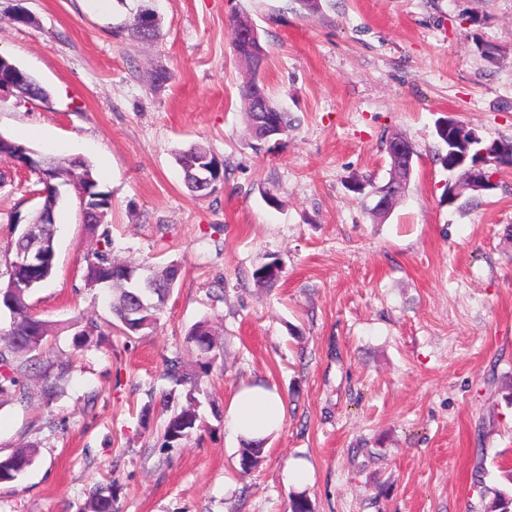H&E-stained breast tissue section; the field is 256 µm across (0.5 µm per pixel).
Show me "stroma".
I'll list each match as a JSON object with an SVG mask.
<instances>
[{
    "mask_svg": "<svg viewBox=\"0 0 512 512\" xmlns=\"http://www.w3.org/2000/svg\"><path fill=\"white\" fill-rule=\"evenodd\" d=\"M142 0H0V55L49 100L0 97V134L56 157L81 156L112 192L121 259L174 261L182 277L158 329L103 334L82 350L65 331L64 394L0 405V455L30 445L27 472L0 483V512H83L112 484L119 512H483L484 490L512 468V167L466 210L448 203L436 125L451 118L512 141V0H153L162 35L117 36ZM249 15L262 72L288 134L256 147L239 94L244 68L229 19ZM497 51L488 64L480 51ZM165 71L169 81L156 84ZM416 156L383 219L354 181L389 177L385 142ZM200 144L223 159L215 196H193L176 154ZM33 176L0 163V240L13 214L40 205ZM277 194L268 205L264 191ZM55 270L30 297L39 318L105 323L109 291L84 286L96 246L78 191L63 187ZM280 259L270 286L252 273ZM208 321L224 368L202 377L201 431L164 447V361ZM284 397L287 416L261 463L240 475L242 441L222 415L242 385ZM310 471L285 482L286 466Z\"/></svg>",
    "mask_w": 512,
    "mask_h": 512,
    "instance_id": "stroma-1",
    "label": "stroma"
}]
</instances>
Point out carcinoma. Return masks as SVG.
Wrapping results in <instances>:
<instances>
[{"mask_svg": "<svg viewBox=\"0 0 512 512\" xmlns=\"http://www.w3.org/2000/svg\"><path fill=\"white\" fill-rule=\"evenodd\" d=\"M150 5L141 6L138 13L125 24L123 30L128 36L139 42L152 43L160 37L159 23L149 28L140 23L142 13ZM249 22L246 16H233L230 30L238 59L246 68L245 80L240 88L241 97L246 101V116L251 133L257 134L256 148L265 141L258 138L260 131L269 126L288 132L291 122L271 99L269 90L261 79L266 61V51L260 39L244 38L239 29ZM15 96L33 101H46L47 90L34 78L28 79L15 90ZM30 157V147L11 138H0V162H26ZM187 189L195 196L209 197L224 185V162L213 156L208 149L195 144L179 152L176 157ZM485 169L495 175L503 167L512 166V141L497 142V150L485 159ZM211 168L212 183L201 187L194 174L199 167ZM85 178L77 187L78 192L98 198L99 216L82 214L83 223L88 225L89 233L97 238L100 248L86 258L84 287L103 288L112 291V322L126 336L145 335L157 328L160 314L166 305L177 280L181 267L168 264L149 263L146 268L154 276L155 288L146 295L144 302L136 300L140 289L128 282L132 265L112 257V232L106 217L112 210V192L100 185L93 174L91 164L85 165ZM36 192L43 198L42 205L49 213H56L60 202L56 192V182H48L37 176ZM20 244L19 237L12 236L0 246V311L9 313V329L0 332V402L15 401L28 406L36 400H51L63 392L62 382L68 374L69 361L61 357L45 358V346L52 335L54 326L31 311L28 299L32 292L48 281L54 273L55 263L44 265L39 270L17 268L9 263L11 252ZM279 259H274L257 267L253 279L260 286L275 283L281 277ZM75 329L72 338L73 347L82 349L91 342V336L99 333V325L88 320L75 318L69 324ZM186 343L196 356L199 370L183 368L181 357L174 356L165 361L164 376L174 385L182 387L181 393L172 390L163 395V410L167 412L164 424L165 446L192 436L201 429L202 416L199 412L201 402L200 378L208 374L221 357L214 334L208 322L201 321L191 328ZM36 377L35 385L28 384L30 377ZM265 452L263 443L253 441L243 445L238 459L240 472L247 474L256 467ZM35 449L25 448L6 456H0V482L17 480L33 463ZM113 485L99 484L90 493L87 512H117ZM489 501L484 512H512V488L491 487L487 489ZM290 512H314L313 504L305 493L289 496Z\"/></svg>", "mask_w": 512, "mask_h": 512, "instance_id": "cac0c4a2", "label": "carcinoma"}]
</instances>
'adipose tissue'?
Masks as SVG:
<instances>
[{
    "mask_svg": "<svg viewBox=\"0 0 512 512\" xmlns=\"http://www.w3.org/2000/svg\"><path fill=\"white\" fill-rule=\"evenodd\" d=\"M286 404L272 388L261 384L242 386L232 397L227 412L231 432L244 440L266 438L284 423Z\"/></svg>",
    "mask_w": 512,
    "mask_h": 512,
    "instance_id": "1",
    "label": "adipose tissue"
}]
</instances>
